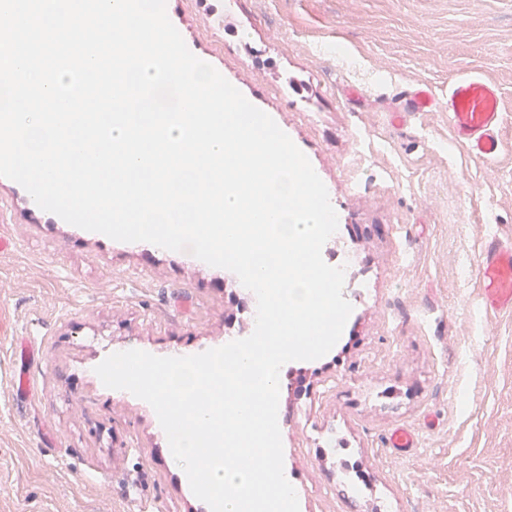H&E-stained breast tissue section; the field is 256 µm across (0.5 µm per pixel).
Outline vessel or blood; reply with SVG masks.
Wrapping results in <instances>:
<instances>
[{
    "label": "vessel or blood",
    "mask_w": 512,
    "mask_h": 512,
    "mask_svg": "<svg viewBox=\"0 0 512 512\" xmlns=\"http://www.w3.org/2000/svg\"><path fill=\"white\" fill-rule=\"evenodd\" d=\"M394 121L429 112L438 103L428 87L401 91ZM448 116L456 139L474 158L491 160L503 150L499 137L502 103L499 87L478 75L453 79L448 85ZM477 277L485 313H512V238L492 236L483 243Z\"/></svg>",
    "instance_id": "1"
}]
</instances>
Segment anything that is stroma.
Segmentation results:
<instances>
[{"label":"stroma","instance_id":"35a3bbf8","mask_svg":"<svg viewBox=\"0 0 512 512\" xmlns=\"http://www.w3.org/2000/svg\"><path fill=\"white\" fill-rule=\"evenodd\" d=\"M185 0L184 39L308 157L349 259L333 349L289 362L284 471L300 512H512V314L481 308L485 236H512V0ZM475 72L502 95L493 161L448 109L391 120L418 85ZM0 177V512H208L153 409L105 387L108 355L199 354L255 327L237 276L187 252L30 216ZM38 358L16 398L15 347ZM400 427L416 448L386 439Z\"/></svg>","mask_w":512,"mask_h":512}]
</instances>
